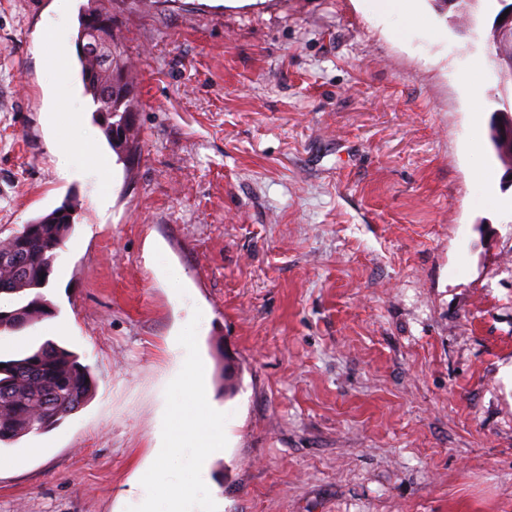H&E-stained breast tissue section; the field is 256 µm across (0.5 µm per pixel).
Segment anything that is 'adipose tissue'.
<instances>
[{
	"label": "adipose tissue",
	"instance_id": "obj_1",
	"mask_svg": "<svg viewBox=\"0 0 512 512\" xmlns=\"http://www.w3.org/2000/svg\"><path fill=\"white\" fill-rule=\"evenodd\" d=\"M73 0H57V18L48 30L42 45V58L51 70L53 80V105L55 110H68L76 128H84L85 117L77 112L76 103L79 99L72 73L67 65L68 47L65 31L71 16ZM51 151L58 157L59 176L70 180L85 175L95 176L100 187V206H108L112 194V182L108 171V162L99 151L90 144L79 141L50 142ZM223 416L213 413L192 412L185 416L173 418L168 435L169 447H177L183 437L195 439L203 453L209 454L223 448L224 442L211 433V427L223 423Z\"/></svg>",
	"mask_w": 512,
	"mask_h": 512
}]
</instances>
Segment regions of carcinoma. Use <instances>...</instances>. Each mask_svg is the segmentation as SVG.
Returning a JSON list of instances; mask_svg holds the SVG:
<instances>
[{"label": "carcinoma", "instance_id": "1", "mask_svg": "<svg viewBox=\"0 0 512 512\" xmlns=\"http://www.w3.org/2000/svg\"><path fill=\"white\" fill-rule=\"evenodd\" d=\"M79 17L76 41L92 46L77 54L85 93L102 116L112 150L131 161L137 150L135 124L127 121L136 107L130 62L115 32L105 0H91ZM77 204L67 200L0 239V294L15 296L0 307V331H18L53 313L41 289L52 264L74 230ZM88 368L73 352L47 341L20 358L0 359V445L46 430L83 406L91 396Z\"/></svg>", "mask_w": 512, "mask_h": 512}]
</instances>
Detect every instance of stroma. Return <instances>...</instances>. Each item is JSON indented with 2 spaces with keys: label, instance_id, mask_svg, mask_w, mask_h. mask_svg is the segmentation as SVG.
<instances>
[{
  "label": "stroma",
  "instance_id": "1",
  "mask_svg": "<svg viewBox=\"0 0 512 512\" xmlns=\"http://www.w3.org/2000/svg\"><path fill=\"white\" fill-rule=\"evenodd\" d=\"M109 0L140 133L112 199L60 179L55 0H0V238L77 197L44 290L94 381L0 448V512H512V166L495 13L421 0ZM206 368L224 449L158 455ZM370 13L378 20L388 22L393 15L401 21L409 22L418 13L417 1L420 0H362ZM182 388L187 393L203 394L206 396L204 386V369L198 363L189 361L183 371Z\"/></svg>",
  "mask_w": 512,
  "mask_h": 512
}]
</instances>
